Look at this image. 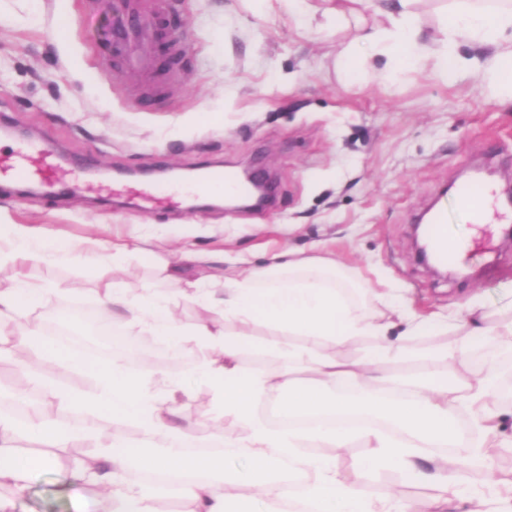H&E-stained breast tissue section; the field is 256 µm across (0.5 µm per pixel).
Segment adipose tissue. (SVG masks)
Here are the masks:
<instances>
[{
	"instance_id": "obj_1",
	"label": "adipose tissue",
	"mask_w": 512,
	"mask_h": 512,
	"mask_svg": "<svg viewBox=\"0 0 512 512\" xmlns=\"http://www.w3.org/2000/svg\"><path fill=\"white\" fill-rule=\"evenodd\" d=\"M414 2L378 0L374 11L380 24L363 29L359 45L344 56L350 72H365L369 59L381 56L392 78L406 68L446 82L474 76L491 95L512 97V5L488 9L480 0H451L429 37ZM463 45L487 54L462 55ZM134 255L123 242L85 249L25 224L0 232V268L75 260L92 269H120ZM338 271L332 250L314 255L289 251L263 268L228 266L215 288L186 281L187 298L204 312L189 330L176 323L161 297L101 283V304L123 310L130 326L146 329L173 351L189 353L204 346L192 379L224 419L223 428L208 435L186 433L172 423L188 393L183 377L136 375L115 357L86 364L23 321L49 300L53 288L17 276L0 285V355L36 349L37 359L22 358L20 365L32 373L41 393L38 406L26 414L0 413V512H14L15 493L54 468L50 449L68 447L83 450L67 472L69 481L102 492L109 512H154L155 500L168 492L189 500L192 512H288L293 501L309 512H414L400 494L365 491L364 478L384 471L433 489L427 512H452L467 489L468 473L488 468L498 449L512 443L498 433L490 404L497 365L455 385L448 376L481 337L495 335L512 349V321L493 327L484 307L468 308L455 344L390 378L377 365L399 346L390 335L394 323H403L405 335L411 336L424 328H447L448 321L438 314L418 315L405 304L386 314L358 313L333 286ZM256 324L276 339L275 354L285 362L278 375L241 367L239 347L229 333L242 336ZM129 328L113 329V349L130 344ZM362 336L374 341L369 358L348 360L345 347ZM40 361L64 372L89 370L92 390L72 391L43 380L35 373ZM299 370L310 374L309 382L297 380ZM58 406L76 410L77 419L60 424L54 416ZM462 410L471 416L474 440L466 445L464 458H436V449L461 444L456 418ZM108 421L138 426L161 442L162 453L152 456L129 445L120 432L105 430ZM23 437L39 440L47 455H14V443ZM355 442L365 453L350 470H342L335 452ZM147 461L167 473L169 482L128 483L127 472ZM231 461L241 463L243 478L261 480L259 503L241 500L224 480Z\"/></svg>"
}]
</instances>
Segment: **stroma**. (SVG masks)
Masks as SVG:
<instances>
[{"instance_id":"stroma-1","label":"stroma","mask_w":512,"mask_h":512,"mask_svg":"<svg viewBox=\"0 0 512 512\" xmlns=\"http://www.w3.org/2000/svg\"><path fill=\"white\" fill-rule=\"evenodd\" d=\"M289 11L286 0H179L185 20L176 66L154 85L104 63L112 12L104 0H0V155L22 138H52L69 170L68 190L22 195L0 180V225L27 224L80 247L94 241H163L157 256L124 270L75 263L21 268L24 279L60 292L30 312L32 323L69 305L98 306L97 289L154 288L175 321L191 328L200 308L183 278L218 277L226 265L263 266L283 251L335 250L345 268L335 286L357 311L408 301L420 314L460 316L480 302L494 319H512V238L475 227L447 186L487 169L512 191V99H494L476 78L443 82L409 70L387 79L385 59L349 74L342 53L374 21L370 4L336 22ZM213 165L248 166L275 182L274 205L224 209L219 199L148 209L120 204L142 181ZM470 238L468 277H442L421 263L413 225L428 208ZM195 252L184 258L183 249ZM385 293L377 301L376 293ZM174 422L211 433L223 426L208 398H184ZM79 449L58 452L17 497V512H108L89 487L70 484Z\"/></svg>"}]
</instances>
